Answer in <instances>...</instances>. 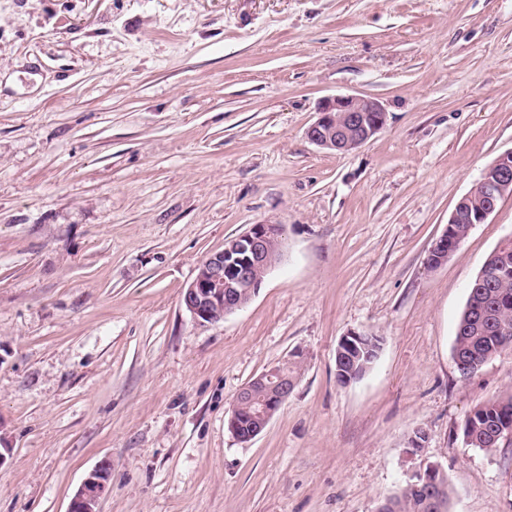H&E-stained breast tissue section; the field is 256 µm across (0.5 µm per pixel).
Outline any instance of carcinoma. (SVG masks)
I'll return each mask as SVG.
<instances>
[{"label":"carcinoma","mask_w":512,"mask_h":512,"mask_svg":"<svg viewBox=\"0 0 512 512\" xmlns=\"http://www.w3.org/2000/svg\"><path fill=\"white\" fill-rule=\"evenodd\" d=\"M484 267L489 270V277L470 284L466 300L469 318L459 319L454 340V346L483 363L512 347V239L496 247ZM374 362L375 352L358 343L336 372V379L341 383L347 376L360 378ZM497 431L502 432V437L494 441L492 435ZM462 433L476 448L492 451L499 447L503 438L512 434V392L476 406L464 420ZM434 480L435 494L443 512H448V480L440 471ZM379 508L382 512H430L422 494L405 488L384 499Z\"/></svg>","instance_id":"obj_1"}]
</instances>
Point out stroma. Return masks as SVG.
Returning a JSON list of instances; mask_svg holds the SVG:
<instances>
[{"mask_svg": "<svg viewBox=\"0 0 512 512\" xmlns=\"http://www.w3.org/2000/svg\"><path fill=\"white\" fill-rule=\"evenodd\" d=\"M336 95L387 112L345 153L306 136ZM509 151L512 0H0V512H67L104 459L101 512H375L432 464L449 512H512V443L462 435L512 349L453 358L512 196L425 263ZM266 223L280 262L198 323L183 289ZM351 332L381 350L342 385ZM283 364L240 442L234 399ZM294 387L295 380L281 376L277 367L270 368L250 380L241 389L233 404L228 420L230 431L242 442H248L255 438L266 428L282 404L288 400ZM258 395H264L266 398L260 410L254 413L255 425H252L253 421L249 412L245 410L239 412V410L245 406H250ZM238 414L241 431L237 419ZM250 429L252 430L250 431ZM249 431L250 433L245 435ZM241 432L245 436L241 435Z\"/></svg>", "mask_w": 512, "mask_h": 512, "instance_id": "1", "label": "stroma"}]
</instances>
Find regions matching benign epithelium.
Masks as SVG:
<instances>
[{"label": "benign epithelium", "mask_w": 512, "mask_h": 512, "mask_svg": "<svg viewBox=\"0 0 512 512\" xmlns=\"http://www.w3.org/2000/svg\"><path fill=\"white\" fill-rule=\"evenodd\" d=\"M387 113L380 101L357 95H337L320 102L318 119L308 128L309 141L326 150L348 152L384 128ZM475 186L491 199L512 195V151L504 153L487 167ZM280 224H255L246 233L228 240L224 250L210 255L198 268L194 279L182 293V305L200 323H216L244 307L238 289L253 295L262 283L259 271H268L280 258V251L269 247L281 241ZM448 241H436L427 254L431 267L448 259ZM295 387V380L283 377L273 367L250 380L239 392L228 420L230 431L242 442L259 435L284 404ZM265 397L253 415L255 425L243 436L238 412L251 405L257 396ZM112 480V464L103 461L88 472L70 501L67 512H100V502Z\"/></svg>", "instance_id": "1"}]
</instances>
